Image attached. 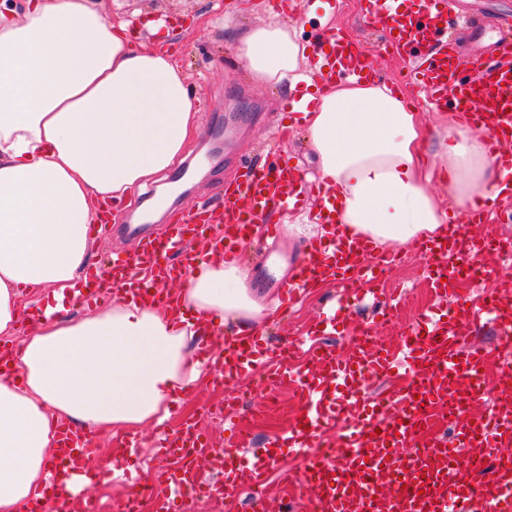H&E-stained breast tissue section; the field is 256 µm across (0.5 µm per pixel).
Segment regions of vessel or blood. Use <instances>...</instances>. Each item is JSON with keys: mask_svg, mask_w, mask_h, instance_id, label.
<instances>
[{"mask_svg": "<svg viewBox=\"0 0 512 512\" xmlns=\"http://www.w3.org/2000/svg\"><path fill=\"white\" fill-rule=\"evenodd\" d=\"M450 9V0H361L362 19L380 24L385 44L410 60L427 103L452 106L465 122L486 131L491 153L512 168V53L457 81V41L446 27ZM330 56L328 79L367 77L365 64L343 40H333ZM310 192L286 165L273 162L250 171L244 181L225 186L221 214L200 206L168 225L161 237L128 227L136 250L113 253L102 270L75 288L72 300L97 303L107 286L116 294L173 303L169 282L185 279L201 259L190 247L195 238L222 224L211 246L225 261L238 260L253 242L255 228L277 236L276 225L265 221L270 211L298 208ZM492 211V204H484L451 238L419 243L438 303L405 326L394 347L370 334L342 356L322 344V337L347 319L357 294L353 281H363L369 296H377L388 261L366 241L311 247L283 285L285 300L328 280L343 289V296L303 336L288 341L277 365H270V352L257 334L225 344L215 360L216 376L228 386L265 369L267 384L292 388L301 414L259 449L248 432L231 429L228 451L215 458L217 480L203 478L198 460L210 444L197 424H187L178 439L162 444L178 463L152 477L148 491L157 512H195L199 499L261 488L273 475L284 488L308 490L307 512H512V364L494 363L486 347L463 342L469 328L482 322L511 336L512 300L488 294L468 301L453 297L459 274L478 283L496 280L487 255L512 257L511 238L467 231L487 223ZM145 267L155 273L152 283L139 277ZM399 371L408 377L403 389L367 395V375ZM439 419L447 422L448 437L434 434ZM331 432L338 445L332 456L323 452ZM407 447L413 453L406 458L401 451ZM288 453L302 460L301 473L282 466ZM50 472L62 490L52 512H98L93 487L109 480L112 471L88 472L83 439L70 428L60 431Z\"/></svg>", "mask_w": 512, "mask_h": 512, "instance_id": "b4317fda", "label": "vessel or blood"}]
</instances>
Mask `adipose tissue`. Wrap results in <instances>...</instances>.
<instances>
[{
	"mask_svg": "<svg viewBox=\"0 0 512 512\" xmlns=\"http://www.w3.org/2000/svg\"><path fill=\"white\" fill-rule=\"evenodd\" d=\"M144 26L156 42L109 20L100 0L0 6V336L13 334L23 295L43 306L15 370L0 373V512L43 497L62 424L114 437L162 423L208 373L192 357L198 327L229 320L247 337L278 309L216 256L182 285L176 309L117 298L59 317L89 265L90 226L175 167L200 130L167 34ZM232 46L256 84L296 92L333 235L396 252L504 191L507 171L454 117L427 129L403 95L372 80L318 88L287 21L252 26Z\"/></svg>",
	"mask_w": 512,
	"mask_h": 512,
	"instance_id": "adipose-tissue-1",
	"label": "adipose tissue"
}]
</instances>
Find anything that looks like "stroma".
Returning <instances> with one entry per match:
<instances>
[{"mask_svg": "<svg viewBox=\"0 0 512 512\" xmlns=\"http://www.w3.org/2000/svg\"><path fill=\"white\" fill-rule=\"evenodd\" d=\"M359 0H293L286 12L289 24L301 29V39L308 46L307 70L317 75L319 51L327 40L337 35H354L363 53L371 60L377 81L405 90L421 120L432 124L433 113L425 105L416 85L408 78L406 64L381 47L374 32L364 30L358 18ZM252 10L235 9L233 0H170L168 7L182 11L187 19L168 49L186 72L191 89L201 99V134L190 145L191 156L164 177L165 182L187 179L186 192L180 193L167 212L147 229L159 233L172 217L203 202L216 201L224 186L240 175L238 162L247 158L261 164L280 156L304 177H316L301 126L288 132L287 141L274 140L273 132L283 119V108L291 96L279 86L256 85L231 48L233 33L256 25L274 15L273 0H253ZM223 17L220 27L208 26V19ZM306 239L280 233L276 241L256 248H246L241 264L259 294L270 295V282L295 266L304 255ZM426 263L416 246L406 247L386 274V285L404 291L396 312L381 316L375 308L361 305L352 313L349 326L341 329L331 342L337 353L350 348L354 327L372 325L378 339L394 336L403 323L435 302V295L423 277ZM339 294L328 285L316 289L293 309L277 310L264 323L263 330L271 354L280 353L284 344L301 334L319 314L323 305ZM247 399L241 410V423L256 439L278 432L297 412L298 405L289 391L269 390L262 373L247 376L237 385ZM231 390L223 383L207 379L193 385L182 397L168 420L171 432H178L186 418H194L207 432L214 448H221L226 437L222 417L224 399ZM280 493L276 486L252 493L228 492L224 499H205L197 512H267Z\"/></svg>", "mask_w": 512, "mask_h": 512, "instance_id": "obj_1", "label": "stroma"}]
</instances>
